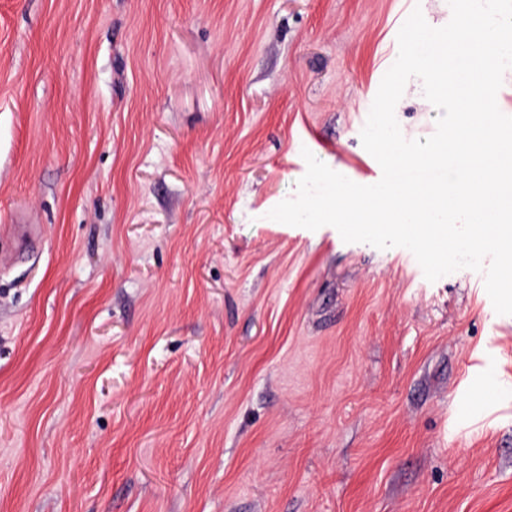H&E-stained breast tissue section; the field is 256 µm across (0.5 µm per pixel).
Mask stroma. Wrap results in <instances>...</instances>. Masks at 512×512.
<instances>
[{"label":"stroma","mask_w":512,"mask_h":512,"mask_svg":"<svg viewBox=\"0 0 512 512\" xmlns=\"http://www.w3.org/2000/svg\"><path fill=\"white\" fill-rule=\"evenodd\" d=\"M448 0H0V512H512L483 273L269 219Z\"/></svg>","instance_id":"stroma-1"}]
</instances>
